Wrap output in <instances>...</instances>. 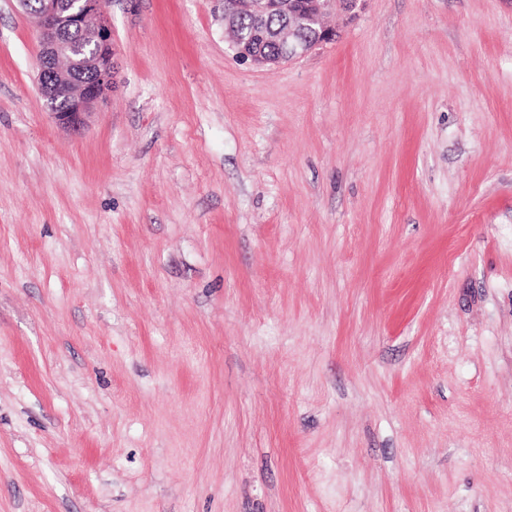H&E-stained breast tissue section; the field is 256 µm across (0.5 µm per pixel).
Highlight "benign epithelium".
Instances as JSON below:
<instances>
[{
  "instance_id": "7a95c632",
  "label": "benign epithelium",
  "mask_w": 512,
  "mask_h": 512,
  "mask_svg": "<svg viewBox=\"0 0 512 512\" xmlns=\"http://www.w3.org/2000/svg\"><path fill=\"white\" fill-rule=\"evenodd\" d=\"M36 25L40 43L38 90L46 112L64 128L82 127L95 105L112 91L116 50L104 9L105 0H16ZM358 0H305L301 6L282 0H248L258 17L288 9V49L268 60L249 52L252 37L237 28L236 16L224 12V27L233 33L236 55L274 71L336 38L324 24L327 13L354 9Z\"/></svg>"
}]
</instances>
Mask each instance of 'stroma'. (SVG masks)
Segmentation results:
<instances>
[{
    "label": "stroma",
    "mask_w": 512,
    "mask_h": 512,
    "mask_svg": "<svg viewBox=\"0 0 512 512\" xmlns=\"http://www.w3.org/2000/svg\"><path fill=\"white\" fill-rule=\"evenodd\" d=\"M45 112L0 0V512H512V0H359L269 73L108 0Z\"/></svg>",
    "instance_id": "stroma-1"
}]
</instances>
